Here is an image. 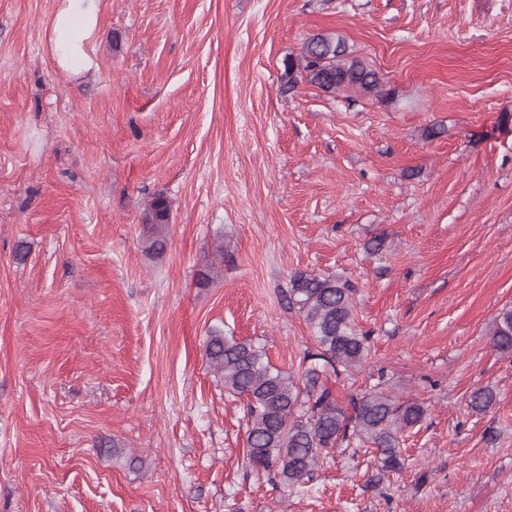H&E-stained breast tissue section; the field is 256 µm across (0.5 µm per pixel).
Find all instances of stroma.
Returning a JSON list of instances; mask_svg holds the SVG:
<instances>
[{
  "label": "stroma",
  "instance_id": "stroma-1",
  "mask_svg": "<svg viewBox=\"0 0 512 512\" xmlns=\"http://www.w3.org/2000/svg\"><path fill=\"white\" fill-rule=\"evenodd\" d=\"M58 5L0 0V512H512V0H98L76 72ZM316 33L390 99L284 91ZM297 272L352 282L371 334L339 402L425 408L379 485L355 443L305 484L253 470L205 357L220 328L301 376ZM171 202L162 193L151 201L142 222V245L148 255H162L168 244L167 227L171 223ZM491 343L495 350L512 351V309L502 310L495 319Z\"/></svg>",
  "mask_w": 512,
  "mask_h": 512
}]
</instances>
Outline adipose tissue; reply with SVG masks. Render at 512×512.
Returning a JSON list of instances; mask_svg holds the SVG:
<instances>
[{"label":"adipose tissue","instance_id":"adipose-tissue-1","mask_svg":"<svg viewBox=\"0 0 512 512\" xmlns=\"http://www.w3.org/2000/svg\"><path fill=\"white\" fill-rule=\"evenodd\" d=\"M99 30L97 0H61L51 21L50 43L59 64L88 67L87 46Z\"/></svg>","mask_w":512,"mask_h":512}]
</instances>
